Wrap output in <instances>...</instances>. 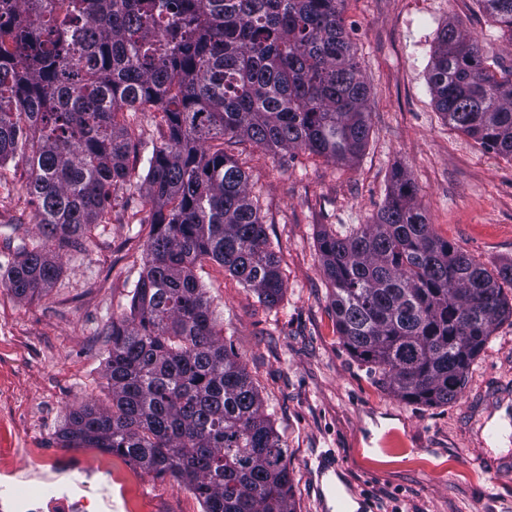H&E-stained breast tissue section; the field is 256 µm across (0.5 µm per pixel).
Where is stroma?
I'll return each mask as SVG.
<instances>
[{
  "mask_svg": "<svg viewBox=\"0 0 512 512\" xmlns=\"http://www.w3.org/2000/svg\"><path fill=\"white\" fill-rule=\"evenodd\" d=\"M345 31L369 88L370 134L360 156L333 164L301 150L229 147L249 175L286 289L269 307L208 261L197 271L217 327L257 387L288 450L296 512H328L310 491L308 464L331 449L339 477L367 512H512V477L465 455L463 428L495 378L512 380V318L495 328L453 403L412 405L389 394L343 347L331 288L318 253L320 231L368 224L394 169L416 184V206L434 232L488 271L512 261V157L488 151L449 125L427 85L437 34L455 23L482 53L512 66V35L478 0H344ZM130 183L110 223L97 225L81 254L61 257L50 288L27 299L5 286L13 224L38 228L24 190L0 193V512H18L14 473L64 471L63 481L29 482L31 492L87 497L85 512H204L187 488L96 448L60 447L57 432L83 403L105 404L107 326L129 307L143 270L149 206L140 146L160 144L157 112L137 113ZM141 218L132 232L131 218Z\"/></svg>",
  "mask_w": 512,
  "mask_h": 512,
  "instance_id": "stroma-1",
  "label": "stroma"
}]
</instances>
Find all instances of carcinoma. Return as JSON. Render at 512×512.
<instances>
[{
	"label": "carcinoma",
	"instance_id": "carcinoma-1",
	"mask_svg": "<svg viewBox=\"0 0 512 512\" xmlns=\"http://www.w3.org/2000/svg\"><path fill=\"white\" fill-rule=\"evenodd\" d=\"M344 0H0V168L26 173L38 240L5 286H51L130 182L131 112L163 114L148 158L150 232L128 312L112 319L107 406L73 409L64 448H99L169 477L204 512H295L286 451L260 394L219 337L196 271L215 261L276 305L285 290L248 175L225 146L249 140L337 163L370 131L368 87ZM512 34V0H479ZM428 85L448 124L512 156V67L495 70L448 24ZM416 187L392 171L373 223L323 231L336 329L376 383L408 404L447 405L493 327L512 318L501 283L432 232Z\"/></svg>",
	"mask_w": 512,
	"mask_h": 512
}]
</instances>
